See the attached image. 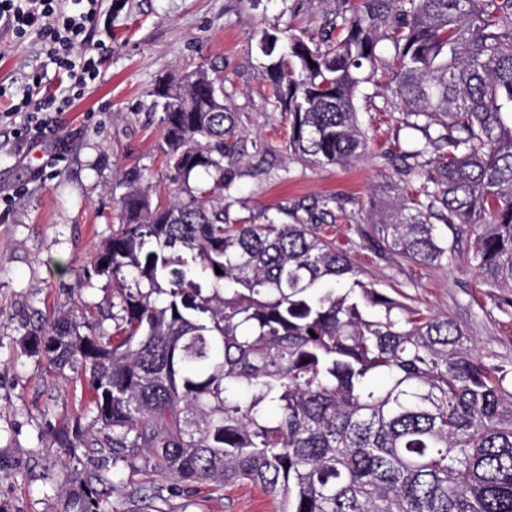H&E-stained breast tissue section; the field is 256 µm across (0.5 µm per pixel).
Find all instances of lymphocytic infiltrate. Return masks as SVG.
I'll use <instances>...</instances> for the list:
<instances>
[{"mask_svg": "<svg viewBox=\"0 0 512 512\" xmlns=\"http://www.w3.org/2000/svg\"><path fill=\"white\" fill-rule=\"evenodd\" d=\"M100 0H0V29L19 40L30 34L41 39L47 58L66 73L69 85L63 96L41 97L39 74L27 78L28 91L5 113L26 129L47 134L41 117L43 107H67L83 96L93 80V59L79 54L84 35L99 14Z\"/></svg>", "mask_w": 512, "mask_h": 512, "instance_id": "1", "label": "lymphocytic infiltrate"}]
</instances>
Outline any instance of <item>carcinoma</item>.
Segmentation results:
<instances>
[{
  "mask_svg": "<svg viewBox=\"0 0 512 512\" xmlns=\"http://www.w3.org/2000/svg\"><path fill=\"white\" fill-rule=\"evenodd\" d=\"M329 26L314 45L285 30L259 40L290 153L363 157L354 100L390 76L421 133L396 152L417 188L358 231L420 266L452 263L467 239L511 317L512 0H341ZM220 84L198 69L149 91L155 107L183 104L160 121L183 183L155 205L137 177L120 196V228L94 262L112 279V332L60 319L25 353L80 371L105 444L125 459L149 449L164 477L247 481L279 512H512V364L364 281L312 224H227L235 113ZM198 169L212 184L189 185Z\"/></svg>",
  "mask_w": 512,
  "mask_h": 512,
  "instance_id": "obj_1",
  "label": "carcinoma"
}]
</instances>
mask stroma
I'll use <instances>...</instances> for the list:
<instances>
[{
	"label": "stroma",
	"instance_id": "obj_1",
	"mask_svg": "<svg viewBox=\"0 0 512 512\" xmlns=\"http://www.w3.org/2000/svg\"><path fill=\"white\" fill-rule=\"evenodd\" d=\"M336 0H104L81 51L99 75L72 107L43 117L56 131L44 158L18 149L0 126V512H81L89 488L102 512H138V488L152 482L157 512H278V503L247 483L218 489L145 477L133 462L98 447L102 433L76 372L51 370L23 352L36 327L59 318L112 322V281L93 273L95 252L115 233L118 201L131 175L171 187L162 162L158 113L149 90L158 79L200 67L224 79V103L236 114L240 149L224 166V204L232 224H291L327 208L323 226L357 261L363 278L391 296L448 316L485 350L512 362V320L493 307L466 253L449 266H419L375 254L357 231L375 208L394 202L399 177L380 153L405 138L403 107L388 80L376 77L357 97L369 152L349 165L312 166L288 150L289 125L261 80L263 31L289 30L319 41ZM43 76L47 94L66 83L36 37L15 42L0 31V108L18 102L25 74ZM81 424L68 445L56 427Z\"/></svg>",
	"mask_w": 512,
	"mask_h": 512
}]
</instances>
